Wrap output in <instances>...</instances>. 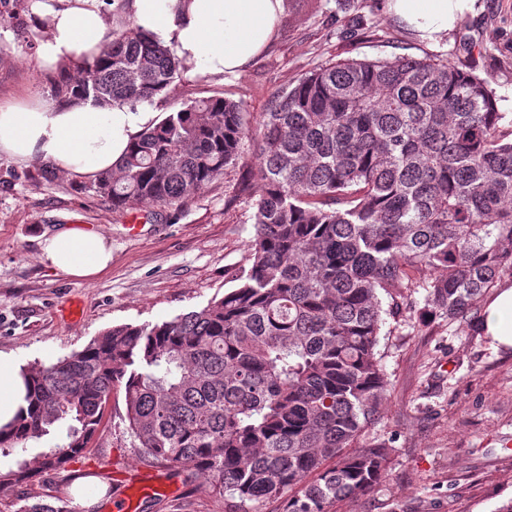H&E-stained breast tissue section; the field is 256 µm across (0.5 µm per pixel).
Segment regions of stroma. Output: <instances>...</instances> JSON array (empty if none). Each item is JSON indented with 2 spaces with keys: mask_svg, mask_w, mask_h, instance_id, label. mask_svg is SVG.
Here are the masks:
<instances>
[{
  "mask_svg": "<svg viewBox=\"0 0 512 512\" xmlns=\"http://www.w3.org/2000/svg\"><path fill=\"white\" fill-rule=\"evenodd\" d=\"M43 37L30 0H0V105L35 98L56 108L52 73L42 68ZM445 55L472 65L512 116V0H475L472 12L431 46L388 9V0H285L269 47L239 74L185 76L165 102L149 104L155 120L189 100L221 96L252 118L270 100L329 60ZM242 164L181 206L145 203L117 211L87 191L88 179L41 175L42 164L0 155V353L20 365L49 364L123 324L161 322L197 310L234 287L250 264V197L237 185L254 143L243 139ZM139 222L137 232L128 229ZM61 224L104 234L111 266L84 281L45 266L39 243ZM425 291L384 299L389 314L378 349L388 379L382 418L360 443L395 449L392 469L371 491L336 503L337 512H495L512 499V351L494 350L479 317L451 321L422 314ZM113 396L95 444L70 462L72 479L88 476L80 512H112L127 477L150 473L170 494L144 500L139 512H230L204 479L149 464L133 448Z\"/></svg>",
  "mask_w": 512,
  "mask_h": 512,
  "instance_id": "1",
  "label": "stroma"
}]
</instances>
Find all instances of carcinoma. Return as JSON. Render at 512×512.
I'll return each mask as SVG.
<instances>
[{
    "label": "carcinoma",
    "instance_id": "cac0c4a2",
    "mask_svg": "<svg viewBox=\"0 0 512 512\" xmlns=\"http://www.w3.org/2000/svg\"><path fill=\"white\" fill-rule=\"evenodd\" d=\"M110 2L100 53L61 73L52 97L167 98L186 66L139 29L130 0ZM248 134L261 189L237 285L23 369L27 406L0 428V448L54 442L38 467L0 470V496L82 456L118 391L134 449L208 480L237 512L279 499L288 512H331L388 474L392 446L358 447L387 401L383 298L422 288L429 312L463 320L512 275V118L441 55L344 58L282 89L254 128L236 102L189 101L89 190L115 209L177 206L236 163ZM57 501L20 512H68Z\"/></svg>",
    "mask_w": 512,
    "mask_h": 512
}]
</instances>
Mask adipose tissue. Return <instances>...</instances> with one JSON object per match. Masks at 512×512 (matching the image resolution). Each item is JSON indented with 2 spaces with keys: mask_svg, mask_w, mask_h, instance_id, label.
I'll return each mask as SVG.
<instances>
[{
  "mask_svg": "<svg viewBox=\"0 0 512 512\" xmlns=\"http://www.w3.org/2000/svg\"><path fill=\"white\" fill-rule=\"evenodd\" d=\"M282 0H132L136 25L169 47L190 73L221 75L245 70L277 30ZM474 0H389L391 13L422 40L439 43ZM43 28L37 55L45 68H76L96 56L112 30L105 0H32ZM151 118L141 106L101 108L79 102L55 109L33 99L0 106V154L15 162L40 161L85 178L109 170ZM42 260L65 275L89 279L112 262L102 233L71 224L42 242ZM482 330L492 346L512 348V283L487 300ZM25 385L13 357L0 354V426L23 405Z\"/></svg>",
  "mask_w": 512,
  "mask_h": 512,
  "instance_id": "1",
  "label": "adipose tissue"
}]
</instances>
